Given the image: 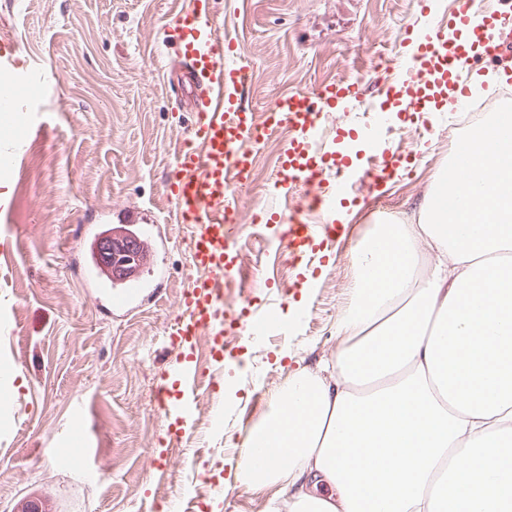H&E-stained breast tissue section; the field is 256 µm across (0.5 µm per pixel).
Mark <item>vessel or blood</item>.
<instances>
[{
	"label": "vessel or blood",
	"mask_w": 512,
	"mask_h": 512,
	"mask_svg": "<svg viewBox=\"0 0 512 512\" xmlns=\"http://www.w3.org/2000/svg\"><path fill=\"white\" fill-rule=\"evenodd\" d=\"M205 2L194 0L176 25L179 57L193 79L196 94L193 122L174 152L163 193L176 223L191 227L187 253L195 278L181 295V312L167 336L170 346L179 349L181 363L162 376L157 386L168 432L165 448L153 459L158 469L166 465L171 449L179 447L192 428V394L204 372L196 358L199 344H207L211 365L222 367L225 334L240 332L247 325L251 292H244L240 307L231 309L224 305V285L239 268L236 243L242 230L241 223L230 215L228 201L254 168L256 127L289 131L276 183L286 194L299 198L290 216L268 210L261 220L287 225L285 245L293 262L316 260L323 264L329 259L326 245L335 239L337 226L325 217L311 222L306 214L326 210L345 190L347 182L341 173L346 163L335 152L316 147L312 134L325 113L365 98V78L360 75L282 94L264 113L253 112L244 103L247 68L237 62L241 44L212 24ZM419 5L422 25L407 26L400 42L412 62L383 93L384 98L403 103L413 121L439 111L447 101L467 100L460 62H497L512 54V43H495L486 36L488 28L512 25V0H488L480 11L474 0H454L453 9L441 17L431 14L428 0H419ZM13 44L12 35L1 29L0 67L31 79L30 70L15 56ZM409 161L400 151L388 152L365 177L369 184H378Z\"/></svg>",
	"instance_id": "obj_1"
}]
</instances>
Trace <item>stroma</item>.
Wrapping results in <instances>:
<instances>
[{
	"mask_svg": "<svg viewBox=\"0 0 512 512\" xmlns=\"http://www.w3.org/2000/svg\"><path fill=\"white\" fill-rule=\"evenodd\" d=\"M190 0H0V29L39 78L16 125L0 123V358L14 381L0 409V512L39 499L54 512H211L213 490L198 477L210 463H236L238 448L288 379L294 359L316 367L336 348V323L350 301L352 254L378 213L415 215L432 172L450 156L448 131L416 134L405 115L364 139L359 112L322 119L324 139L351 160V214L335 259L316 272L296 333L265 309L285 313L299 273L275 228L252 223L273 201L286 135L259 150L254 175L234 199L246 222L239 242L256 331L236 335L216 386L197 391L194 427L165 470L151 467L165 441L156 380L177 362L166 342L170 318L191 282L189 230L172 223L163 184L174 148L187 133L190 79L172 38ZM418 0H208L212 23L237 37L250 59L245 104L263 113L284 93L366 72L390 84L403 25ZM410 154L411 172L373 188L364 172L386 150ZM83 224H131L149 242L150 269L164 276L136 309L102 312L74 266L86 250ZM290 354L277 358L281 348ZM80 418L84 443L60 464L54 450Z\"/></svg>",
	"mask_w": 512,
	"mask_h": 512,
	"instance_id": "1",
	"label": "stroma"
}]
</instances>
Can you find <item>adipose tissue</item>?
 <instances>
[{
  "label": "adipose tissue",
  "instance_id": "adipose-tissue-1",
  "mask_svg": "<svg viewBox=\"0 0 512 512\" xmlns=\"http://www.w3.org/2000/svg\"><path fill=\"white\" fill-rule=\"evenodd\" d=\"M476 171L356 247L335 351L297 367L228 481L269 512H512V114ZM469 459L460 468V459Z\"/></svg>",
  "mask_w": 512,
  "mask_h": 512
}]
</instances>
